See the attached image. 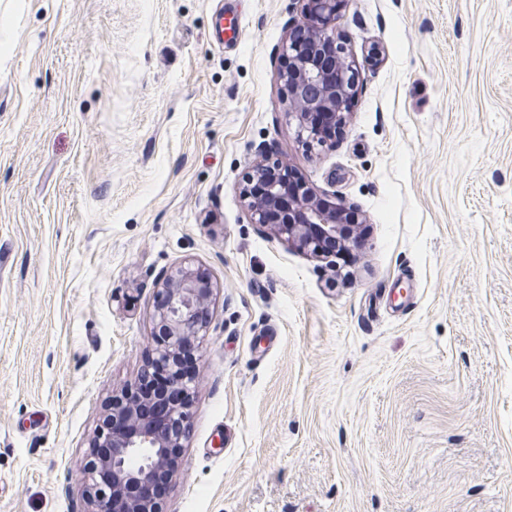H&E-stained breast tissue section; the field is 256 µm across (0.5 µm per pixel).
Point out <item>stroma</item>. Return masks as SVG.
<instances>
[{
	"instance_id": "stroma-1",
	"label": "stroma",
	"mask_w": 512,
	"mask_h": 512,
	"mask_svg": "<svg viewBox=\"0 0 512 512\" xmlns=\"http://www.w3.org/2000/svg\"><path fill=\"white\" fill-rule=\"evenodd\" d=\"M292 16L0 0V512H88V441L187 259L215 290L163 512H512V0H346L328 146L275 79ZM260 152L360 210L351 252L250 223Z\"/></svg>"
}]
</instances>
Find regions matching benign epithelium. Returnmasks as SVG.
<instances>
[{
  "instance_id": "obj_1",
  "label": "benign epithelium",
  "mask_w": 512,
  "mask_h": 512,
  "mask_svg": "<svg viewBox=\"0 0 512 512\" xmlns=\"http://www.w3.org/2000/svg\"><path fill=\"white\" fill-rule=\"evenodd\" d=\"M296 14L290 32L282 41L280 55L286 69L276 72V79L287 91L288 123L295 125L297 138L321 146L311 125L313 116L325 112L344 123L351 116L359 90V71L336 42V21L344 0H292ZM283 161L265 157L251 166L240 188L250 223L280 239L324 254L318 246L322 239H332L344 247L353 238L356 225L347 224V216L356 210L342 201L327 208L307 184H301L291 197L288 214L280 224L266 222V212L280 206L288 186L279 181L276 170ZM160 302L155 320L163 338L154 340L153 355L167 365L185 393L196 389L198 376L185 379L178 361V351L190 338L206 335L209 322L204 318L211 302L213 283L202 267L186 260L168 275L158 289ZM174 420L175 431H159L132 403L113 398L107 414L123 418L132 426L129 433L109 432L100 423L89 442L90 459L85 472V492L91 512H115L114 499L125 489L148 481L169 464L168 449L180 448L190 427L191 402H162Z\"/></svg>"
}]
</instances>
